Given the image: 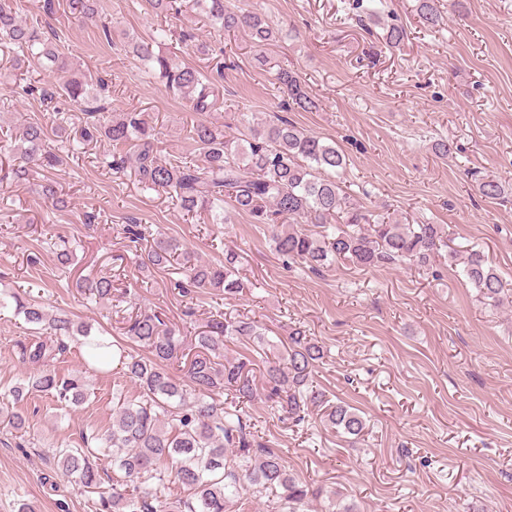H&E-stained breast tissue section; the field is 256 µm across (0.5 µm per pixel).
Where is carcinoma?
<instances>
[{"instance_id": "obj_1", "label": "carcinoma", "mask_w": 512, "mask_h": 512, "mask_svg": "<svg viewBox=\"0 0 512 512\" xmlns=\"http://www.w3.org/2000/svg\"><path fill=\"white\" fill-rule=\"evenodd\" d=\"M206 18L228 32L243 31L255 43L276 41L278 31L257 13L236 10L226 0H192ZM155 15L182 11L180 0H149ZM419 17L428 25L438 22L437 0H419ZM168 39L167 30L157 29L154 40L136 42L132 52L153 64L169 90L191 103L192 111L203 115L216 105L214 89L199 72L178 64L160 49ZM0 44L19 56L50 61L64 78L61 90L70 99L88 101L93 88L67 74L74 71L69 56L60 45L19 20L14 0H0ZM280 93L294 108L311 112L318 108L306 85L287 69L277 75ZM79 131L78 144L71 154L98 137L130 146L135 175L144 189L163 190L187 213L206 212L224 220V206L247 215L254 224L272 227L275 251L298 260L311 270L348 260L361 267L379 262H412L418 267L445 245V230L439 224H402L390 217L372 216L350 203L335 174L346 166L345 155L336 146L308 134L293 122L277 117L249 128L251 141L243 146L225 130L200 118L192 124L189 138L201 157L198 165L184 158L163 162L156 156L155 129L140 112H124L108 122L94 118ZM12 160V172L20 177L29 167L41 170L38 193L59 200L60 184L55 178L59 156L48 143L47 129L37 121L23 124ZM482 195L496 199L504 194L503 184L491 177L481 179ZM344 215L343 225L333 226L336 215ZM142 264L165 268L182 266L193 287L224 290L232 295L244 288L239 278L240 255L224 250V264L212 265L197 259L175 238L159 235ZM464 278L488 302H499L503 292L500 275L488 264L483 251L470 249L461 258ZM85 297L94 302L112 299V276L101 275L77 282ZM14 312L49 335L16 344L19 358L35 366L18 380L9 393L16 400L28 393H43L64 407L81 405L90 390V380L79 373L61 376L53 368L67 341L83 337L86 362L98 369L121 363L124 374L137 387L131 399L117 404L112 427L92 430L84 436L83 448H58L54 460L63 475L75 485L98 494L97 512H227V504L239 498L245 485L258 491L281 490L283 507L301 512L322 496V490L299 483L288 473L281 456L264 449L253 438L240 415L224 410L214 395L229 390L246 402L260 398L244 361L224 356V341L249 336L262 344L265 332L255 321L231 320L216 311L195 333L191 359L185 361V379L166 369V363L185 357L184 337L156 313L130 318L126 337L147 355L133 354L86 324H77L65 314L52 315L38 301L13 293ZM287 357L282 364L268 367L267 380L279 398L281 410L302 419L309 405L325 409L329 424L343 433L358 436L365 428L356 409L332 403L313 389L312 371L320 359V347L304 331L288 334ZM0 423L22 432L26 416L18 407L0 408ZM112 459L123 472L125 486L101 490L96 461ZM154 484V493L143 485ZM180 486L187 495L170 500L160 493L169 484Z\"/></svg>"}]
</instances>
